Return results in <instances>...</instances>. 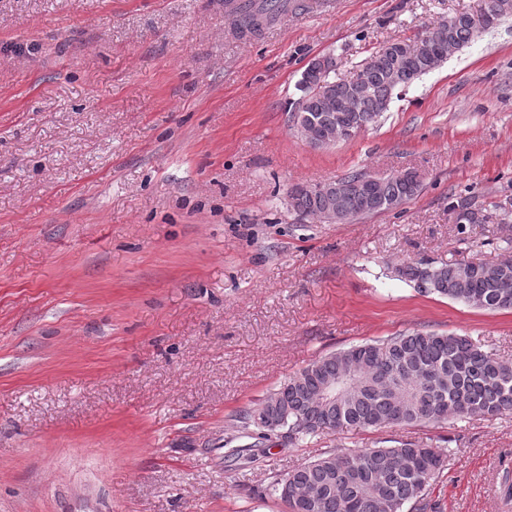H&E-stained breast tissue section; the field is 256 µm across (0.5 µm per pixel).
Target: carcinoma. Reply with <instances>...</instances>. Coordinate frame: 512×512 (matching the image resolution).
Instances as JSON below:
<instances>
[{"label":"carcinoma","instance_id":"cac0c4a2","mask_svg":"<svg viewBox=\"0 0 512 512\" xmlns=\"http://www.w3.org/2000/svg\"><path fill=\"white\" fill-rule=\"evenodd\" d=\"M299 7L295 0H240L230 14L234 32L255 35L277 16ZM480 10L512 17V0H482ZM471 12L453 16L443 28L438 22L422 36L403 40L397 54L378 50L377 62L360 65L356 124L371 126L386 112L395 91L439 68L449 57L475 40ZM304 111L336 121L333 105L352 94V84L328 74L316 75L314 85L302 86ZM292 209L315 214L336 200L320 183H299ZM420 190V183L401 175L377 178L367 194L347 200L353 217L379 213L390 200L404 203ZM493 262L456 260L441 266L407 263L398 277L425 294H436L489 310H512V248L502 247ZM350 375L349 383L332 399L322 395L326 380ZM282 415L288 442L296 445L323 433L379 430L398 425L435 426L448 417L492 419L512 412V361L484 350L467 336L435 331H411L331 352L309 362L270 391L259 403L236 416L242 436L265 439L255 421L258 409ZM446 455L424 442L356 452L336 450L321 454L270 482L269 490L288 497L292 512H425L431 482L445 469ZM311 488L318 497L296 502L294 489Z\"/></svg>","mask_w":512,"mask_h":512}]
</instances>
